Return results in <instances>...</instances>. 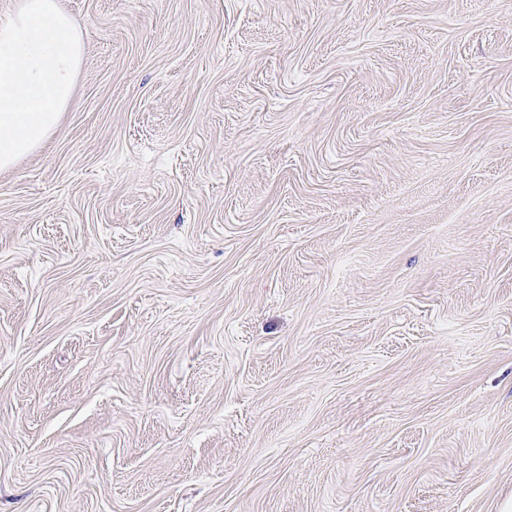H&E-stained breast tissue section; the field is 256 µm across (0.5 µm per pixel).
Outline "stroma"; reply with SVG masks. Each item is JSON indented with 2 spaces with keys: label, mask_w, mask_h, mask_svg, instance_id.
<instances>
[{
  "label": "stroma",
  "mask_w": 512,
  "mask_h": 512,
  "mask_svg": "<svg viewBox=\"0 0 512 512\" xmlns=\"http://www.w3.org/2000/svg\"><path fill=\"white\" fill-rule=\"evenodd\" d=\"M62 5L0 512H512V0Z\"/></svg>",
  "instance_id": "1"
}]
</instances>
